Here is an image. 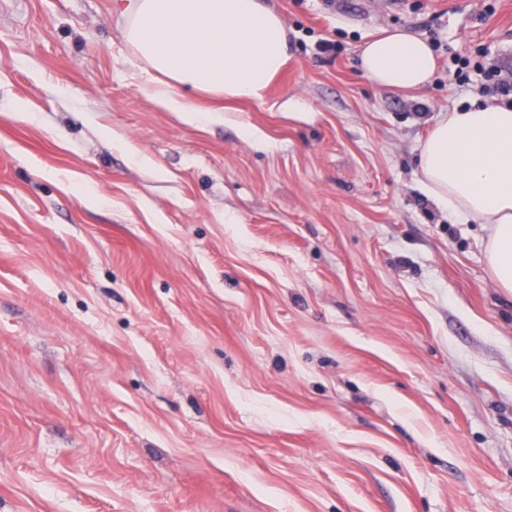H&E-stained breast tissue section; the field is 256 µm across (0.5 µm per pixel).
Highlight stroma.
<instances>
[{"instance_id":"stroma-1","label":"stroma","mask_w":512,"mask_h":512,"mask_svg":"<svg viewBox=\"0 0 512 512\" xmlns=\"http://www.w3.org/2000/svg\"><path fill=\"white\" fill-rule=\"evenodd\" d=\"M112 2L0 0V512H512V293L418 174L512 0H267L287 69L193 121ZM360 67L374 84L407 91L431 83L437 60L431 44L405 29L385 32L361 48Z\"/></svg>"}]
</instances>
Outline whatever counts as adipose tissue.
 <instances>
[{
  "instance_id": "obj_1",
  "label": "adipose tissue",
  "mask_w": 512,
  "mask_h": 512,
  "mask_svg": "<svg viewBox=\"0 0 512 512\" xmlns=\"http://www.w3.org/2000/svg\"><path fill=\"white\" fill-rule=\"evenodd\" d=\"M123 41L145 64L155 97L195 112L189 92L260 100L289 58L288 29L264 0H115ZM360 67L374 84L407 91L431 83V44L397 29L367 40ZM433 201L487 225L486 259L512 293V108L473 103L437 121L419 158Z\"/></svg>"
}]
</instances>
